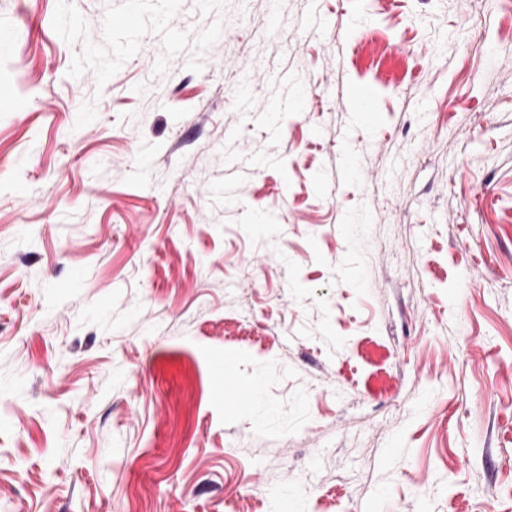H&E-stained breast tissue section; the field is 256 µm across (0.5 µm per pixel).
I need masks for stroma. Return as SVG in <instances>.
<instances>
[{"mask_svg":"<svg viewBox=\"0 0 512 512\" xmlns=\"http://www.w3.org/2000/svg\"><path fill=\"white\" fill-rule=\"evenodd\" d=\"M2 30L0 512H512V0ZM347 95L351 104L350 112L353 115L354 125H369L375 119L374 91L365 85L352 86Z\"/></svg>","mask_w":512,"mask_h":512,"instance_id":"1","label":"stroma"}]
</instances>
